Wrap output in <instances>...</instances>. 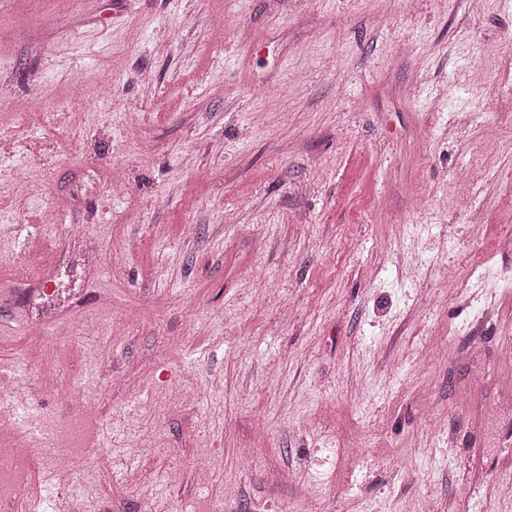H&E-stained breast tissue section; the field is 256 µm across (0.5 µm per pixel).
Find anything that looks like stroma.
<instances>
[{
	"mask_svg": "<svg viewBox=\"0 0 512 512\" xmlns=\"http://www.w3.org/2000/svg\"><path fill=\"white\" fill-rule=\"evenodd\" d=\"M107 71L0 112V372L41 430L97 377L81 500L512 512V0H0L1 99ZM44 101L42 89L39 86H33L25 98L9 102L8 112H15L17 116L27 120H39L42 116L40 111ZM54 332L49 336H42L43 347L40 353V376L45 389L57 388V367L68 359L67 344L64 341L70 334L64 323L53 326ZM66 332L61 334L63 331Z\"/></svg>",
	"mask_w": 512,
	"mask_h": 512,
	"instance_id": "1",
	"label": "stroma"
}]
</instances>
